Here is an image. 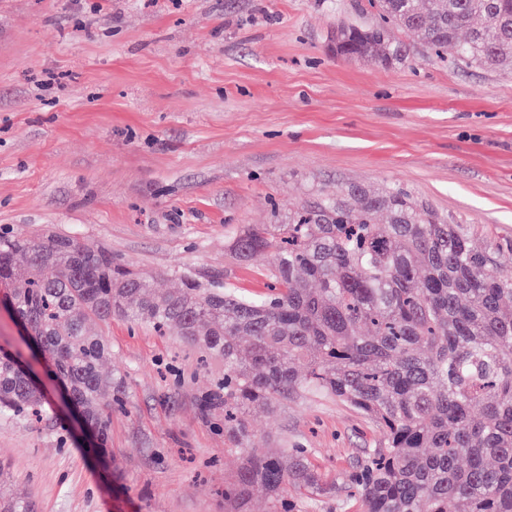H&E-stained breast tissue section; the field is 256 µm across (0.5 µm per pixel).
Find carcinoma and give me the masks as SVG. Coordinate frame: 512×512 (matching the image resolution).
I'll return each mask as SVG.
<instances>
[{
  "label": "carcinoma",
  "instance_id": "obj_1",
  "mask_svg": "<svg viewBox=\"0 0 512 512\" xmlns=\"http://www.w3.org/2000/svg\"><path fill=\"white\" fill-rule=\"evenodd\" d=\"M378 20L336 29L348 58L389 66L419 45L491 71L512 68V0H372ZM503 246L479 241L398 186L317 191L286 224L246 227L230 243L249 261L268 254L272 293L253 298L179 274L161 292L71 235L0 234V284L57 380L98 431L125 406L122 378L102 373L112 355L90 324L114 318L175 330L224 358V435L249 447L248 416L304 393L336 398L375 423L378 447L344 482L361 512H512V267ZM24 253L20 276L14 259ZM44 394L15 357L0 352V416L42 411ZM479 414H473L474 409ZM262 486L267 512H303L335 481L292 449L244 458L224 487L229 512H248ZM0 512H34L0 482Z\"/></svg>",
  "mask_w": 512,
  "mask_h": 512
}]
</instances>
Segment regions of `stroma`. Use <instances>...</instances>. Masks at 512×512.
I'll list each match as a JSON object with an SVG mask.
<instances>
[{
	"label": "stroma",
	"instance_id": "1",
	"mask_svg": "<svg viewBox=\"0 0 512 512\" xmlns=\"http://www.w3.org/2000/svg\"><path fill=\"white\" fill-rule=\"evenodd\" d=\"M369 0H0V231H54L179 287L178 272L252 297L266 266L229 240L284 224L319 188L396 184L456 224L512 243V73L440 59L338 57ZM124 408L105 442L82 426L0 314V350L37 375L41 421L0 419V470L38 512H224L241 455L209 399L224 361L176 333L112 319ZM257 450L304 449L337 481L381 433L332 397L249 413Z\"/></svg>",
	"mask_w": 512,
	"mask_h": 512
}]
</instances>
